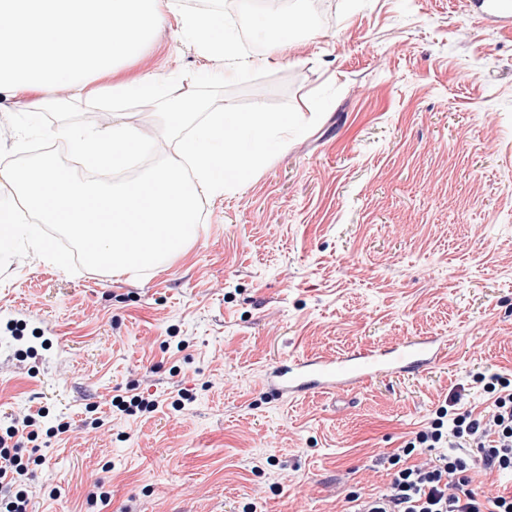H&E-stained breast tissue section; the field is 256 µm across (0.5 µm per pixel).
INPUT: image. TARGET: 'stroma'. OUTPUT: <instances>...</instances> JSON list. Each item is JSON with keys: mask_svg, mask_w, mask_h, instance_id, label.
I'll return each mask as SVG.
<instances>
[{"mask_svg": "<svg viewBox=\"0 0 512 512\" xmlns=\"http://www.w3.org/2000/svg\"><path fill=\"white\" fill-rule=\"evenodd\" d=\"M320 2L323 27L251 51L270 75L231 94L291 102L305 134L201 198L184 255L118 281L14 199L67 258L25 235L0 251V308L54 332L26 357L0 330V434L43 414L22 449L33 512H343L350 491L384 489L386 457L453 393L485 410L476 374L512 381V33L474 29L463 0ZM204 67L223 64L170 21L123 71L178 78L182 95ZM117 111L158 155L181 138L152 102L59 94L31 122L0 96V169L49 156L81 176L68 130ZM420 336L446 340L443 363L353 393L265 385L291 356ZM133 391L158 409L111 407Z\"/></svg>", "mask_w": 512, "mask_h": 512, "instance_id": "35a3bbf8", "label": "stroma"}]
</instances>
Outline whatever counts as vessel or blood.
I'll return each instance as SVG.
<instances>
[{"label":"vessel or blood","mask_w":512,"mask_h":512,"mask_svg":"<svg viewBox=\"0 0 512 512\" xmlns=\"http://www.w3.org/2000/svg\"><path fill=\"white\" fill-rule=\"evenodd\" d=\"M476 26L493 21L512 30V0H467ZM447 343L433 336L413 338L390 349H367L342 356L292 357L270 369L266 382L283 397L312 391H349L384 374L425 370L445 360Z\"/></svg>","instance_id":"1"}]
</instances>
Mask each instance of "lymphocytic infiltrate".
<instances>
[{"mask_svg":"<svg viewBox=\"0 0 512 512\" xmlns=\"http://www.w3.org/2000/svg\"><path fill=\"white\" fill-rule=\"evenodd\" d=\"M484 390L492 402L483 414H473L462 394H454L427 427L389 455L384 491L348 493L344 512H512V491L489 495L471 486L477 468L512 474V389L494 374ZM35 424L33 415L17 416L0 436V512H30L20 442L34 438ZM429 448L436 456L425 457Z\"/></svg>","mask_w":512,"mask_h":512,"instance_id":"obj_1","label":"lymphocytic infiltrate"}]
</instances>
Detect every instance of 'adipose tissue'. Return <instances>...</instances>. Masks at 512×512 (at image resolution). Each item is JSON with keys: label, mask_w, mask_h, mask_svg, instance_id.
Returning a JSON list of instances; mask_svg holds the SVG:
<instances>
[{"label": "adipose tissue", "mask_w": 512, "mask_h": 512, "mask_svg": "<svg viewBox=\"0 0 512 512\" xmlns=\"http://www.w3.org/2000/svg\"><path fill=\"white\" fill-rule=\"evenodd\" d=\"M166 0H0V94L38 120V107L59 89L98 95L97 78L113 75V101L161 100L150 76L117 78L167 18ZM190 103L168 108L169 127H188L178 149L158 170L112 186L72 178L36 162L1 169L0 186L20 192L43 223L78 235L95 262L114 277H135L183 255L198 234L196 201L235 192L262 170L275 148L304 127L298 112H212L191 119ZM75 153L115 167L148 148L123 114L103 130L69 133ZM191 172L184 180L183 172Z\"/></svg>", "instance_id": "ef3b65f1"}]
</instances>
